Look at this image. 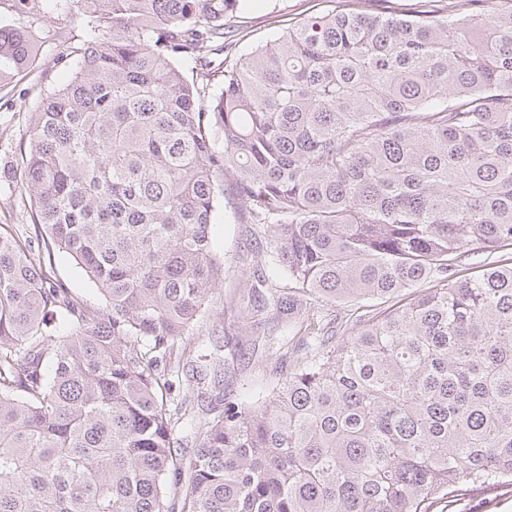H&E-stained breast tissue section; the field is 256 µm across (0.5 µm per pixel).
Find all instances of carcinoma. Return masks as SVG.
<instances>
[{"label": "carcinoma", "instance_id": "obj_1", "mask_svg": "<svg viewBox=\"0 0 512 512\" xmlns=\"http://www.w3.org/2000/svg\"><path fill=\"white\" fill-rule=\"evenodd\" d=\"M251 2L56 0L85 40L21 136L41 250L0 224V512H454L512 488V0H312L243 53ZM40 66L0 26V87ZM226 205L286 281L237 319L303 336L267 394L201 392L198 419L171 391ZM473 244L498 259L461 278ZM57 249L103 309L50 282Z\"/></svg>", "mask_w": 512, "mask_h": 512}]
</instances>
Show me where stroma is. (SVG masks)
Wrapping results in <instances>:
<instances>
[{
    "instance_id": "1",
    "label": "stroma",
    "mask_w": 512,
    "mask_h": 512,
    "mask_svg": "<svg viewBox=\"0 0 512 512\" xmlns=\"http://www.w3.org/2000/svg\"><path fill=\"white\" fill-rule=\"evenodd\" d=\"M308 7V0H255L251 15L257 29L256 36L245 39L243 48H251L257 38L265 41L276 38L281 21L303 13ZM38 26L44 31L60 33L58 40L40 44L39 54L45 60L79 46L83 40L82 28L58 12L54 0H42ZM73 69V64L66 63L38 77H17L8 89L12 108L0 109V224L13 225L20 234L30 238L35 235L34 226L30 206L17 189L19 174L15 170L14 155L20 136L43 94L58 85ZM212 238L215 249L224 257V284L211 294L209 316L190 338V350L179 373L180 384L174 391L178 399L191 394L200 385L194 379L198 372L205 377L201 385L213 388L218 361L232 362L235 367V374L226 388L228 397L233 400L265 390L275 367L279 365L277 359L266 358L260 350L251 356H235L231 339L237 330L232 325L233 317L227 302L233 298L239 306H246L248 288L254 276L261 274L279 283L283 280L280 270L272 263L261 261L259 251L262 243L255 225L245 223L233 208H225L219 213L212 228ZM47 272L81 303L94 309L104 306L105 299L96 285L66 254H56Z\"/></svg>"
}]
</instances>
